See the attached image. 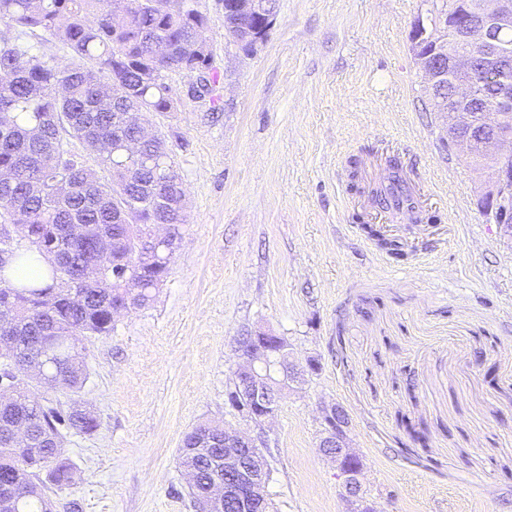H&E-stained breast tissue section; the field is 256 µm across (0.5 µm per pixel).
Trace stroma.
Returning <instances> with one entry per match:
<instances>
[{
	"label": "stroma",
	"instance_id": "35a3bbf8",
	"mask_svg": "<svg viewBox=\"0 0 512 512\" xmlns=\"http://www.w3.org/2000/svg\"><path fill=\"white\" fill-rule=\"evenodd\" d=\"M436 0H278L252 56L208 18L214 82L153 116L186 189L182 242L151 303L86 340L76 398L99 427L66 444L79 512H194L179 463L210 421L262 444L272 512H349L319 451V407L344 406L376 512H512V236L483 204L490 179L426 111L412 29ZM397 156L425 206L366 229L355 184ZM288 343L304 379L258 426L226 397L240 337ZM42 401L74 396L38 389Z\"/></svg>",
	"mask_w": 512,
	"mask_h": 512
}]
</instances>
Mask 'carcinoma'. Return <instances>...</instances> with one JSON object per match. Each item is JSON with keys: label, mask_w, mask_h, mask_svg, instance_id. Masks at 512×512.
Segmentation results:
<instances>
[{"label": "carcinoma", "mask_w": 512, "mask_h": 512, "mask_svg": "<svg viewBox=\"0 0 512 512\" xmlns=\"http://www.w3.org/2000/svg\"><path fill=\"white\" fill-rule=\"evenodd\" d=\"M485 0H444L432 21L455 19L466 6ZM0 213L17 214L35 251L49 264L43 286L0 285V317L15 359L0 366V380L14 389L0 405V498L15 495L17 512H58L59 492L74 483L75 466L64 445L69 434L98 427L93 411L78 401L41 404L33 386L75 394L88 378L83 339L112 331V306L122 300L142 308L153 300L171 259L143 252L150 225L164 222L181 235L185 191L164 136L140 142L128 154L121 139L137 140L127 112H172L175 100L162 71L209 68L205 17L194 0H0ZM55 41L70 61L61 66L41 47ZM475 111L496 117L493 88L477 77ZM93 153L102 175L85 164ZM385 186L369 191L381 207L412 201L399 158L390 160ZM69 193L55 189L61 178ZM63 224L81 232L60 241ZM64 246L71 265L87 268L99 246L115 266L81 277L50 259L46 250ZM23 427L19 440L13 429ZM203 424L184 435L181 464L191 474L193 502L207 496L214 480L212 458L223 456L216 441L194 450Z\"/></svg>", "instance_id": "cac0c4a2"}]
</instances>
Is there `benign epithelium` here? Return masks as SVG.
<instances>
[{"instance_id": "1", "label": "benign epithelium", "mask_w": 512, "mask_h": 512, "mask_svg": "<svg viewBox=\"0 0 512 512\" xmlns=\"http://www.w3.org/2000/svg\"><path fill=\"white\" fill-rule=\"evenodd\" d=\"M240 12L259 19V24L243 33L225 28L230 41L244 55H253L263 46L276 22V15L268 12L263 0H245L238 5ZM512 28V0H491L489 6L470 10L460 25L426 26L420 21L416 29L427 36V54L419 57L420 69L428 81V92L443 83H451L448 97V122L452 128L450 146L463 156L483 155L498 169L491 177L484 205L495 223L512 231V128L504 125L483 126L478 113L472 111L474 86L471 79L482 71L492 78L494 102L498 111L512 113V45L502 40V33ZM19 224L9 218L0 226V259L9 257L23 241ZM179 238L171 228L159 229L151 225L146 239L147 247L175 253ZM277 336L259 332L253 340L239 338L243 365L237 371L238 385L227 392L228 402L243 417L262 424L273 418L278 410V392L300 378L301 370L288 361L287 346L271 349V340ZM324 428L319 451L330 458L349 456L358 465L349 472H339L344 497L359 503L368 512L375 510L366 503L365 490L360 481L364 464L352 449L345 446L344 420L346 410L339 404L321 406ZM210 432L224 436L223 472L213 480L210 494L196 505V512H224L228 505L235 512H266L267 471L261 453L254 449L256 440L236 429Z\"/></svg>"}]
</instances>
